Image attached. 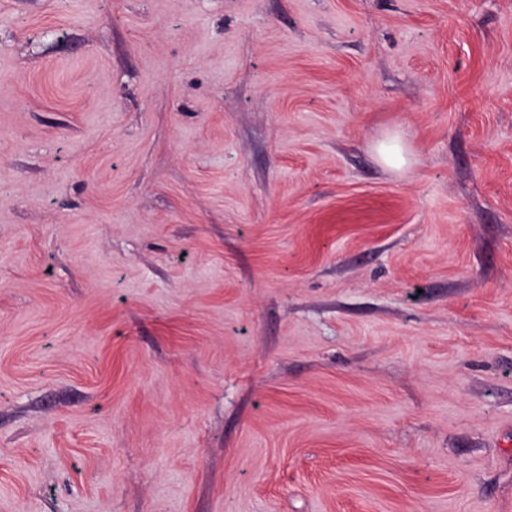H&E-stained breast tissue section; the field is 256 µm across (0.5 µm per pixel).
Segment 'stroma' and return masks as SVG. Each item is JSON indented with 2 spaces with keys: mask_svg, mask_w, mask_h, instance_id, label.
I'll list each match as a JSON object with an SVG mask.
<instances>
[{
  "mask_svg": "<svg viewBox=\"0 0 512 512\" xmlns=\"http://www.w3.org/2000/svg\"><path fill=\"white\" fill-rule=\"evenodd\" d=\"M0 512H512V0H0ZM380 160L387 166L401 169L407 165L408 159L404 145L396 138L382 141L377 148Z\"/></svg>",
  "mask_w": 512,
  "mask_h": 512,
  "instance_id": "obj_1",
  "label": "stroma"
}]
</instances>
